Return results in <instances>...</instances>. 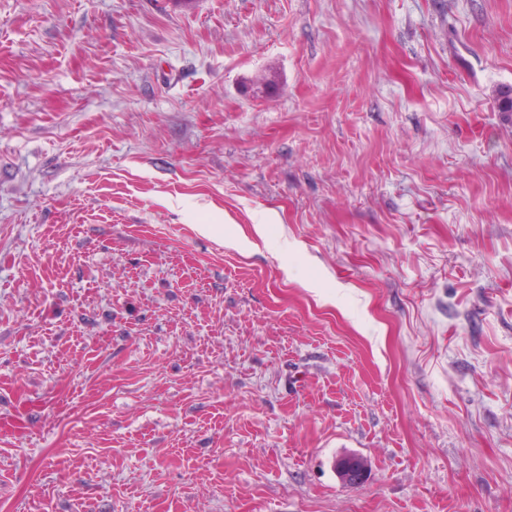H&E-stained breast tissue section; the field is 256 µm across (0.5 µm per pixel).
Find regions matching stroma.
Segmentation results:
<instances>
[{
    "label": "stroma",
    "mask_w": 512,
    "mask_h": 512,
    "mask_svg": "<svg viewBox=\"0 0 512 512\" xmlns=\"http://www.w3.org/2000/svg\"><path fill=\"white\" fill-rule=\"evenodd\" d=\"M510 86L512 0H0V512H512ZM336 473L346 484H356L364 476L363 462L355 455L343 456L336 461Z\"/></svg>",
    "instance_id": "stroma-1"
}]
</instances>
